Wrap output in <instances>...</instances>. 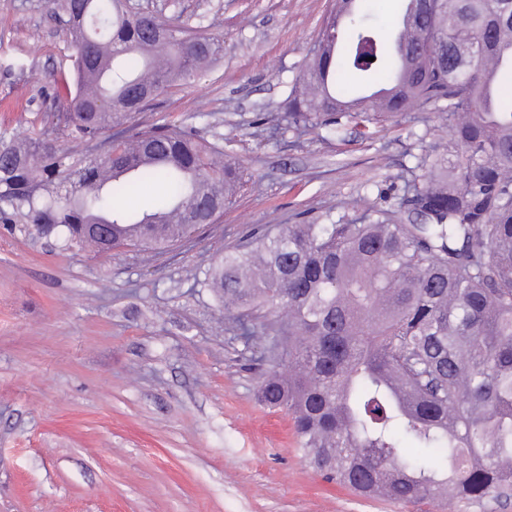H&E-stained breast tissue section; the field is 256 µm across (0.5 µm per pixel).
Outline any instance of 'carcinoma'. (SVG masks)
Here are the masks:
<instances>
[{
    "instance_id": "carcinoma-1",
    "label": "carcinoma",
    "mask_w": 512,
    "mask_h": 512,
    "mask_svg": "<svg viewBox=\"0 0 512 512\" xmlns=\"http://www.w3.org/2000/svg\"><path fill=\"white\" fill-rule=\"evenodd\" d=\"M415 4L396 56L358 0L331 9L286 99L288 127L438 111L448 142L403 173L398 201L351 221L273 224L224 251L205 284L267 342L260 402L293 419L303 460L365 496L512 497V96L488 62L512 52V0ZM72 47L66 128L85 142L191 78L221 40L125 0H52ZM374 61H368V58ZM70 163L41 137L0 144V221L46 224L62 246H180L232 205L243 171L172 125L131 128ZM162 181L142 211L122 201Z\"/></svg>"
}]
</instances>
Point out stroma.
I'll return each mask as SVG.
<instances>
[{"instance_id":"35a3bbf8","label":"stroma","mask_w":512,"mask_h":512,"mask_svg":"<svg viewBox=\"0 0 512 512\" xmlns=\"http://www.w3.org/2000/svg\"><path fill=\"white\" fill-rule=\"evenodd\" d=\"M224 42L222 57L136 117L217 140L244 186L181 247L87 254L0 223V512H512V500L366 499L300 457L289 415L259 405L245 346L204 283L257 224L355 216L448 126L409 112L361 128H288L281 103L329 0H130ZM70 51L49 0H0V136L61 152Z\"/></svg>"}]
</instances>
